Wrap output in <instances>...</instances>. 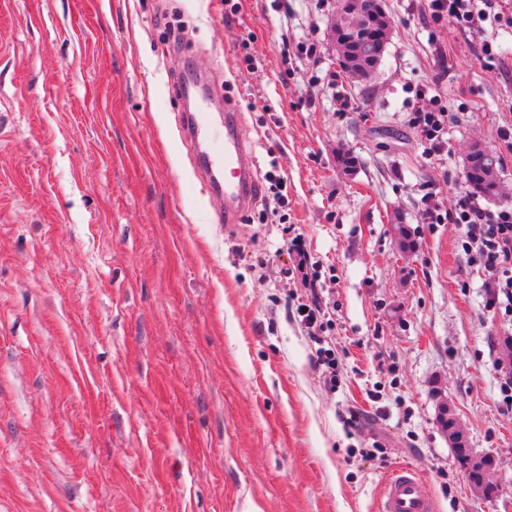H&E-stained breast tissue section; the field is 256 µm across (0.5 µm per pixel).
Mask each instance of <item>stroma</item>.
I'll use <instances>...</instances> for the list:
<instances>
[{
    "label": "stroma",
    "instance_id": "1",
    "mask_svg": "<svg viewBox=\"0 0 512 512\" xmlns=\"http://www.w3.org/2000/svg\"><path fill=\"white\" fill-rule=\"evenodd\" d=\"M383 4L376 73L334 88L339 0H0V512H378L399 466L439 512H512V318L461 226L421 219L454 210L474 144L498 160L481 205L512 204V14L469 33L424 21V0ZM189 66L212 124L239 101L257 158L262 196L234 225L176 128ZM419 91L453 114L436 153L408 123ZM286 224L318 264L319 343ZM443 398L493 461L489 497ZM438 422L442 428V430L448 434V442L455 450L457 458L465 465V460L467 453L465 450L460 449L464 448L466 442V437L463 429L459 425V423L455 420L452 410L448 407V404L441 401L438 407Z\"/></svg>",
    "mask_w": 512,
    "mask_h": 512
}]
</instances>
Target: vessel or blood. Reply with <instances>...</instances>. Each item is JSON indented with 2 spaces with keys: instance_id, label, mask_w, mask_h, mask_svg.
<instances>
[{
  "instance_id": "b4317fda",
  "label": "vessel or blood",
  "mask_w": 512,
  "mask_h": 512,
  "mask_svg": "<svg viewBox=\"0 0 512 512\" xmlns=\"http://www.w3.org/2000/svg\"><path fill=\"white\" fill-rule=\"evenodd\" d=\"M239 112L238 101L225 100L224 124L219 130L209 125L203 109L177 115L181 138L228 224L239 223L243 212L260 195L256 156L240 134ZM380 512H438V507L420 474L413 468L400 467L385 480Z\"/></svg>"
}]
</instances>
